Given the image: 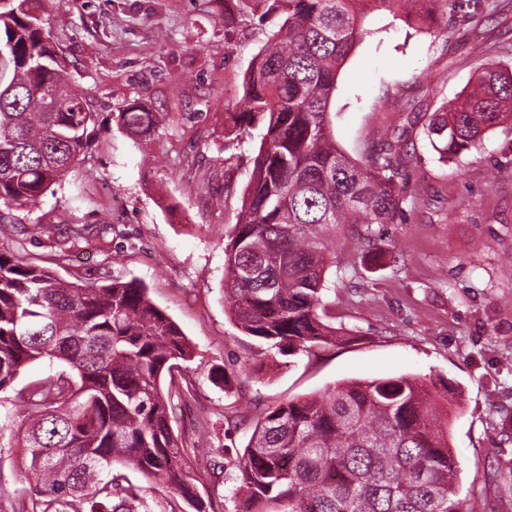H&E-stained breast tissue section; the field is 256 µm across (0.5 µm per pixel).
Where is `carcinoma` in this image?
<instances>
[{
    "instance_id": "1",
    "label": "carcinoma",
    "mask_w": 512,
    "mask_h": 512,
    "mask_svg": "<svg viewBox=\"0 0 512 512\" xmlns=\"http://www.w3.org/2000/svg\"><path fill=\"white\" fill-rule=\"evenodd\" d=\"M277 30L244 73V112L224 131L265 129L252 158L237 224L224 244L227 313L246 336L284 356L332 343L323 320L336 237L345 228L369 252L374 224L402 214L400 141L366 164L336 145L329 112L336 78L364 35V9L404 6L412 28L437 22L441 0H259ZM477 25L487 0H455ZM60 0L0 5L3 67L14 92L0 90V223L39 207L90 145L95 113L67 78L51 40ZM512 119V71L485 67L471 91L433 112L427 136L443 159L477 147L485 132ZM133 134L159 118L133 105L119 113ZM108 226L73 224L53 256L0 249V394L26 366L49 359L64 370L17 393L18 423H0V441L24 449L22 477L32 512H132L147 488L177 493L205 512L198 468L171 425L174 399L190 393L183 374L192 348L140 280L60 282L52 266L106 239ZM170 378L169 387L163 380ZM448 395L435 382L402 375L342 381L279 405L259 421L246 447L224 448L238 472L239 512H468L459 465L448 444ZM120 465L148 486L135 485Z\"/></svg>"
}]
</instances>
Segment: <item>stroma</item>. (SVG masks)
Segmentation results:
<instances>
[{
	"mask_svg": "<svg viewBox=\"0 0 512 512\" xmlns=\"http://www.w3.org/2000/svg\"><path fill=\"white\" fill-rule=\"evenodd\" d=\"M274 27L237 0H63L52 40L97 114L95 135L38 208L0 226V247L44 257L50 241L28 225L119 226L111 253L84 251L55 274L139 279L184 332L195 393L173 427L199 466L206 512H234L237 472L217 450L244 448L267 412L341 381L400 375L458 387L448 439L459 496L472 512H512V474L500 469L512 460V124L447 162L423 129L483 67L512 70V0H496L474 30L456 12L426 30L387 7L365 17L330 105L336 142L362 162L400 140L413 157L407 201L396 223L372 227L377 263L356 238H338L344 272L327 299L339 338L296 357L262 353L226 314L222 284L224 237L261 138L257 128L226 136L224 115L243 111V74ZM133 103L160 117L150 140L118 123ZM220 368L229 387L210 378Z\"/></svg>",
	"mask_w": 512,
	"mask_h": 512,
	"instance_id": "1",
	"label": "stroma"
}]
</instances>
